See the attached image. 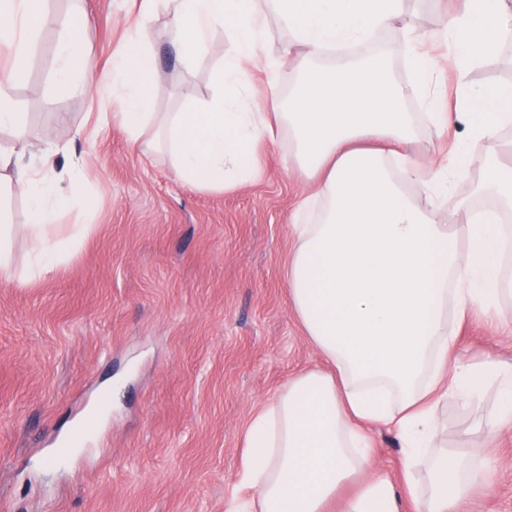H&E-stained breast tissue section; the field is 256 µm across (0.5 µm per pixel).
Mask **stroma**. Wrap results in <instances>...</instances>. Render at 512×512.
<instances>
[{
    "mask_svg": "<svg viewBox=\"0 0 512 512\" xmlns=\"http://www.w3.org/2000/svg\"><path fill=\"white\" fill-rule=\"evenodd\" d=\"M84 6L98 84L57 83L45 30L13 91L26 133L0 130L6 150L25 137L77 151L92 226L34 281H0V512H224L253 413L326 367L285 277L294 209L317 185L284 137L259 177L224 192L185 184L167 153L131 150L104 78L139 0ZM230 48L222 30L189 62L158 44L153 110L208 100ZM456 356L512 364V331L472 314ZM496 404L489 386L478 407L451 401L438 417L449 447L490 469L495 512H512V429H493ZM86 422L91 434L59 460Z\"/></svg>",
    "mask_w": 512,
    "mask_h": 512,
    "instance_id": "1",
    "label": "stroma"
}]
</instances>
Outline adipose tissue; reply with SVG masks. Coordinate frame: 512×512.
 <instances>
[{"label": "adipose tissue", "mask_w": 512, "mask_h": 512, "mask_svg": "<svg viewBox=\"0 0 512 512\" xmlns=\"http://www.w3.org/2000/svg\"><path fill=\"white\" fill-rule=\"evenodd\" d=\"M157 0H141L127 45L112 56L108 79L132 147L146 130L171 156L180 178L225 191L259 173V154L280 135L288 155L317 176L316 192L293 216L296 246L288 261L290 303L329 372L291 377L243 432L241 482L224 512H326L347 486L342 512H461L468 493L489 494L485 469L436 445L437 410L455 400L478 405L498 388L495 425L512 427V365L455 357L466 313L497 309L512 298L505 255L512 249V86H477L469 73L499 57L512 39V0H453L432 40L457 68L456 103L440 107L441 70L422 48L404 0H169L163 34L184 59L205 52L216 30L231 42L215 72V91L200 106L154 112L149 94L158 71L148 25ZM293 37L295 80L282 95L279 63L267 53L269 22ZM80 11L58 21L43 0H0V129L24 132L28 115L13 99L45 27L55 26L61 85L95 81ZM398 26L402 43L373 45ZM405 56V69L396 59ZM268 77L256 105L250 71ZM421 111H411V102ZM451 132L456 151L424 167L404 151L426 125ZM488 166L457 203L466 219L439 224L432 215L469 175V149ZM69 185L61 187L59 174ZM83 164L69 148L0 151V189L16 188L30 217V273L61 260L88 230L59 229L61 210L84 211ZM494 199L489 208L477 198ZM389 427L400 451L399 478L364 479L374 461L368 426Z\"/></svg>", "instance_id": "1"}]
</instances>
